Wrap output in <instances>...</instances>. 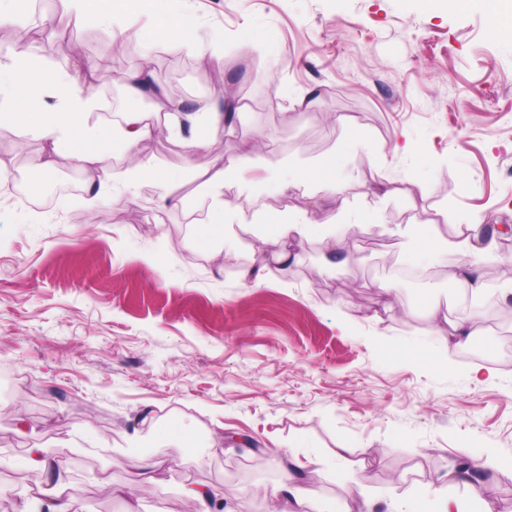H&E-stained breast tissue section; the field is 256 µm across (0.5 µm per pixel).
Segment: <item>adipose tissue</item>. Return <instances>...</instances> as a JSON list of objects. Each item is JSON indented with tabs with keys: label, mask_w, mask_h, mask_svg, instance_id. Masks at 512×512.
Segmentation results:
<instances>
[{
	"label": "adipose tissue",
	"mask_w": 512,
	"mask_h": 512,
	"mask_svg": "<svg viewBox=\"0 0 512 512\" xmlns=\"http://www.w3.org/2000/svg\"><path fill=\"white\" fill-rule=\"evenodd\" d=\"M147 1L154 6L161 40L194 52L214 69H223V39L202 40L185 17L165 10V0H124V3L134 11ZM125 81L131 95L156 100L167 132L180 140L189 155L207 142L209 133L224 129L232 115L241 110L239 99L223 88L215 90L196 112L190 113L171 100L154 73L135 69L126 74ZM23 105L29 108L25 115L28 132L50 147L49 154L39 162L45 173L53 172L56 156L72 158L84 170L88 191L96 199L118 185L131 189L142 181L160 179V171L149 157L141 158L122 175L113 174L110 167L113 138H121L125 147L133 150L151 138L156 128L142 112L123 113L121 122L106 127L92 122L91 115L98 109L99 100L86 76L61 75L35 54L17 53L10 64L0 65V112L12 113ZM253 164V150L245 147L237 154L215 159L207 170L201 188L209 201L207 222L213 232H223L238 221V214L224 198V188L229 182L243 180ZM253 221L273 225L278 239L286 242L312 237L330 239L336 235L335 226L317 222L306 210L287 209L276 214L259 211ZM448 252L459 256L463 269L461 288L472 297H480L484 285L478 271L483 263L493 259L492 243L482 242L475 227L468 224L459 230L456 238L433 246V255ZM456 484L466 485L473 492L483 506L482 512H494V477L460 474L452 469L431 483L432 493L440 499L441 512H471L467 501L449 497V487Z\"/></svg>",
	"instance_id": "obj_1"
}]
</instances>
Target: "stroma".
Wrapping results in <instances>:
<instances>
[{"mask_svg":"<svg viewBox=\"0 0 512 512\" xmlns=\"http://www.w3.org/2000/svg\"><path fill=\"white\" fill-rule=\"evenodd\" d=\"M503 2L170 0L200 34L223 37L221 81L245 109L192 157L164 130L140 144L182 197L176 207L153 180L93 207L84 191L49 207L35 192L13 203L0 184V486L10 491L0 512H21L47 483L27 463L35 446L65 470L69 512L130 502L195 512L189 487L215 491L229 512H269L294 459L316 492L308 512H344L348 486L375 512H436L427 486L460 456L497 465L495 512H512V323L491 316L504 305L497 285L512 279V245L498 246L475 307L452 277L456 254L434 278L396 280L394 268L420 262L390 232L420 224L448 239L484 214L512 225V41L492 31ZM147 21L132 19L117 74L111 26L69 21L84 50L64 54L56 10L0 0V22L40 23L37 53L60 72L93 65L97 92L111 90L122 112L154 110L123 77L163 45ZM246 30L262 49L245 56L236 42ZM172 53L157 75L195 108L210 77L196 55ZM16 137L29 151L5 171L34 188L78 176L65 157L41 173L43 144L25 126L0 133V149ZM246 140L267 165L335 158L339 191L312 175L282 195L266 188L267 165L254 168L224 189L242 218L234 247L200 241L207 203L185 167L205 170ZM420 178L423 194L411 189ZM309 206L322 223L369 219L342 244L312 238L275 261L285 247L253 214ZM260 259L264 283L244 280ZM475 317L480 355L465 359L438 331ZM342 446L351 452L340 459Z\"/></svg>","mask_w":512,"mask_h":512,"instance_id":"1","label":"stroma"}]
</instances>
